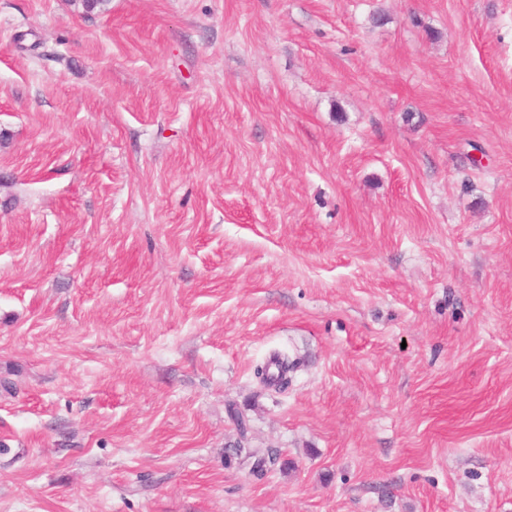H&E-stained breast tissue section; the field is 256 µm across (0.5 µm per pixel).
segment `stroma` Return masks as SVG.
<instances>
[{
	"label": "stroma",
	"mask_w": 512,
	"mask_h": 512,
	"mask_svg": "<svg viewBox=\"0 0 512 512\" xmlns=\"http://www.w3.org/2000/svg\"><path fill=\"white\" fill-rule=\"evenodd\" d=\"M0 512H512V0H0Z\"/></svg>",
	"instance_id": "35a3bbf8"
}]
</instances>
